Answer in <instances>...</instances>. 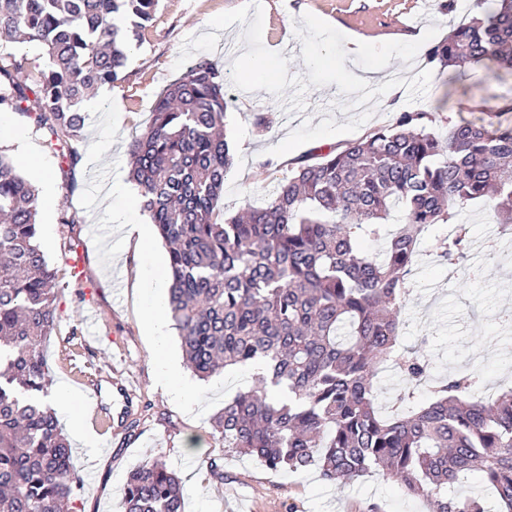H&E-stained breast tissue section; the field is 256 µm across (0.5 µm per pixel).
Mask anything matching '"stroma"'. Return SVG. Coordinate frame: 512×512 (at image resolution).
<instances>
[{
    "mask_svg": "<svg viewBox=\"0 0 512 512\" xmlns=\"http://www.w3.org/2000/svg\"><path fill=\"white\" fill-rule=\"evenodd\" d=\"M245 0H159L152 23L133 42L121 80L108 85V98L98 111L85 115L80 152L75 167H67L48 148L42 130L25 115L10 111L12 128L24 130L37 158L49 172L57 203L39 215L40 243L58 270L56 322L44 351L54 384L75 413H84L88 401H99L109 426L93 437L72 440V459L80 477L75 512H121L128 472L149 458H162L174 468L184 485L185 512H424L422 502L397 481L372 474L358 481L329 483L317 469L280 472L257 459L225 448L212 426L225 402L237 393V381L252 382L251 367L237 366L206 380L187 368L177 334H169L167 348L187 387L176 398L159 381V367L145 332L146 306L138 288L147 260L136 241L127 238L112 221L108 198L114 170H128V145L144 132L160 93L202 59L218 62L230 72L236 57L247 51L243 28L233 24L218 31L210 28L214 16L239 8ZM262 0L263 44L288 58V71L307 75L302 44L294 33L303 14L323 19L348 37L359 38L363 51L349 59L351 73L374 71L389 59L390 77L409 79L428 70L432 78L425 94L409 100L406 89L389 99L375 97L372 117L358 136L394 124L400 111L431 112L433 132L447 136L449 122H477L512 127V112L502 109L512 98V73L479 67L469 77L449 81L439 63L428 61L427 46L414 48L413 37L428 35L430 44L445 39L458 24L483 17L486 0ZM307 108L289 110L287 99L259 90L243 94L233 84L225 86L224 130L233 164L224 181L223 206L236 213L246 206L262 207L278 179L287 176L295 158L321 147L340 143V136L315 139L294 150L292 156L272 155L273 146L305 120L320 124L333 116L347 123L349 114L340 104L352 95L337 85L311 88ZM266 115V131L254 126L257 114ZM487 199L466 206L471 226L470 258L485 264L486 277L479 287H460L452 267L437 258V239L447 226L428 232L420 245L425 256L409 280L411 303L402 315L401 343L405 350L423 356L432 375L476 371L486 381L488 394L512 388V338L494 322L498 309L512 306V237L499 236L487 211ZM75 216L61 223L62 214ZM498 237L500 257L490 262L485 240ZM84 260V279L71 274L70 258ZM124 384L129 398L119 396ZM139 425L128 429L127 417ZM221 459L223 478L211 475L208 462Z\"/></svg>",
    "mask_w": 512,
    "mask_h": 512,
    "instance_id": "obj_1",
    "label": "stroma"
}]
</instances>
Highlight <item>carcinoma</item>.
<instances>
[{
    "mask_svg": "<svg viewBox=\"0 0 512 512\" xmlns=\"http://www.w3.org/2000/svg\"><path fill=\"white\" fill-rule=\"evenodd\" d=\"M158 0H0V41L37 42L46 56L0 53V106L34 116L79 160L83 103L119 80L126 47ZM429 59L512 71V0L460 24ZM224 73L197 62L157 99L129 146L141 208L168 248L167 304L188 367L205 380L265 364L268 376L224 403V447L273 471L317 466L326 482L372 472L400 480L426 512H489L454 488L481 473L497 512H512V390L476 399L474 374L437 378L401 346L399 317L417 242L451 224L442 256L466 258L463 205L494 193L512 233V128L448 125L422 110L389 127L296 160L267 205L219 209L232 156L224 136ZM38 194L0 156V512H64L79 483L71 448L42 401L51 381L44 343L55 322L57 271L39 243ZM376 241L368 253L363 244ZM390 365L408 408L382 415L376 378ZM122 512H184L180 478L160 458L127 475Z\"/></svg>",
    "mask_w": 512,
    "mask_h": 512,
    "instance_id": "cac0c4a2",
    "label": "carcinoma"
}]
</instances>
